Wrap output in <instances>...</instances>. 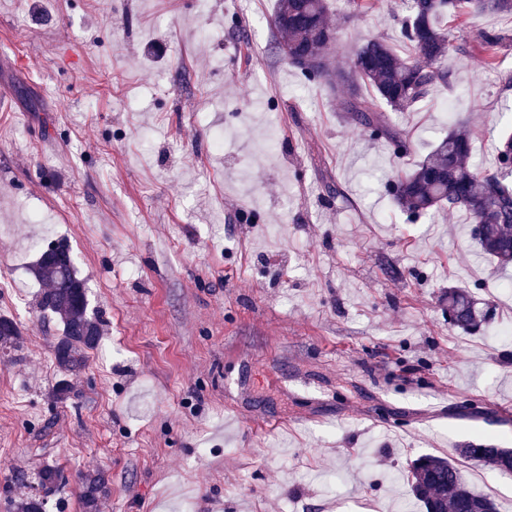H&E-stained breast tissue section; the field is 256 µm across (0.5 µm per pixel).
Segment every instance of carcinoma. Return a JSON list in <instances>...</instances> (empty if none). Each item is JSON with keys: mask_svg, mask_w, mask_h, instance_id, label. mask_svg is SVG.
Returning <instances> with one entry per match:
<instances>
[{"mask_svg": "<svg viewBox=\"0 0 512 512\" xmlns=\"http://www.w3.org/2000/svg\"><path fill=\"white\" fill-rule=\"evenodd\" d=\"M485 12L512 15V0H410L409 14L400 29L407 54H399L383 39L371 38L357 48L347 69H335L330 61L339 29L329 20L327 0H278L270 26L280 36L276 42L280 54L303 78L339 89L340 110L358 129L384 136L397 153L405 140L373 107L362 87H370L390 110L408 111L434 85L449 82L450 23ZM510 44L512 33L483 29L466 41L463 49L480 57L486 68L495 69L502 50ZM495 151V169L471 163L470 122L460 119L413 170L395 173L391 193L415 218L444 209L464 212L469 223L481 225L475 239L482 253L506 266L512 264V137L499 142ZM32 273L45 285L39 308L58 316L63 324V336L54 349L57 365L66 372H77L102 333L100 320L89 313L86 281L79 276L65 244L42 251ZM492 317L493 307L467 289H448V324L452 327L475 333ZM22 335L14 319L0 316L1 354L18 350ZM456 453L501 474H512L509 448L477 440L459 445ZM409 473L412 493L424 512H498L496 501L471 489L448 458L422 455L411 461ZM37 476L35 493L16 504L20 512H44L47 497L65 482L63 471L55 465L40 467ZM81 487L84 512H98L100 501L109 492L104 476L85 474Z\"/></svg>", "mask_w": 512, "mask_h": 512, "instance_id": "1", "label": "carcinoma"}]
</instances>
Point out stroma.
Instances as JSON below:
<instances>
[{
  "instance_id": "stroma-1",
  "label": "stroma",
  "mask_w": 512,
  "mask_h": 512,
  "mask_svg": "<svg viewBox=\"0 0 512 512\" xmlns=\"http://www.w3.org/2000/svg\"><path fill=\"white\" fill-rule=\"evenodd\" d=\"M275 6L0 0V315L24 335L0 357V512L45 463L66 476L46 512H82L92 471L109 487L99 512H423L410 461L478 436L512 448V307L497 303L512 266L479 251L465 214L412 218L387 186L462 116L472 162L495 167L512 46L493 73L451 52L449 84L387 113L409 145L398 158L276 53ZM329 7L336 66L370 38L401 48L405 0L354 19L348 0ZM263 117L280 139L257 158ZM28 205L103 324L71 377L54 358L62 324L37 305ZM452 287L494 321L449 327ZM458 465L512 512V475Z\"/></svg>"
}]
</instances>
